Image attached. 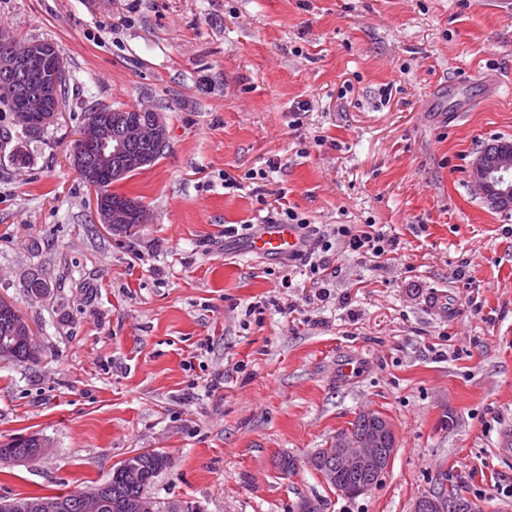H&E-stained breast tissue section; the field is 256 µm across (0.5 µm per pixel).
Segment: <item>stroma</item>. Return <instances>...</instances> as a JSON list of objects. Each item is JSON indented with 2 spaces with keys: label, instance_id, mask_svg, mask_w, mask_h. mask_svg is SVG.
<instances>
[{
  "label": "stroma",
  "instance_id": "stroma-1",
  "mask_svg": "<svg viewBox=\"0 0 512 512\" xmlns=\"http://www.w3.org/2000/svg\"><path fill=\"white\" fill-rule=\"evenodd\" d=\"M0 27L57 44L67 74L40 137L0 104V298L41 349L0 361V444L48 443L0 466V499L85 491L157 450L151 495L192 512H412L433 493L512 512V207L469 179L512 140V0H0ZM100 106L158 108L168 130L111 186L150 213L121 236L70 161ZM280 206L332 241V274L248 252L240 225ZM368 223L390 258L336 237ZM365 411L396 452L350 499L308 459ZM336 236L343 237L349 248L373 259H380L397 250L398 242L389 237L378 224H340Z\"/></svg>",
  "mask_w": 512,
  "mask_h": 512
}]
</instances>
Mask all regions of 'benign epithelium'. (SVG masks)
Masks as SVG:
<instances>
[{
    "mask_svg": "<svg viewBox=\"0 0 512 512\" xmlns=\"http://www.w3.org/2000/svg\"><path fill=\"white\" fill-rule=\"evenodd\" d=\"M0 44L9 47L7 53L0 55V72L25 71L39 59L50 63V70L39 78L38 90L23 101L17 113V122L24 128H46L57 120L59 111V89L64 78L56 65L59 47L43 40L21 43L3 28H0ZM142 111L151 112L150 119L125 116L116 135L109 132L111 124L107 123L103 110L88 113L71 155L73 167L78 169L85 164L84 153L87 151L93 155L98 170L113 179L148 163L150 157L131 151L130 145L145 142L161 149L167 143L168 132L162 113L148 107L142 108ZM469 177L476 194L484 200L494 204L512 202V142L500 143L492 166L487 164L483 155H477L470 165ZM96 203L99 223L108 230L127 223L132 213L137 223H147V208L140 203L114 207L105 203L101 194L96 196ZM395 443L394 429L383 417L363 434L341 432L327 448L329 453L336 456V470H325L321 472V477L341 496L362 495L368 487L350 486L341 481L339 475L343 472H363L373 483H378L391 465ZM413 512H447V507L442 499L429 494L416 500Z\"/></svg>",
    "mask_w": 512,
    "mask_h": 512,
    "instance_id": "7a95c632",
    "label": "benign epithelium"
}]
</instances>
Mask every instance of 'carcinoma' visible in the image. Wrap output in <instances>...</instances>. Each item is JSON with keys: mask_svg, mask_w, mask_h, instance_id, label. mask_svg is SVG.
Segmentation results:
<instances>
[{"mask_svg": "<svg viewBox=\"0 0 512 512\" xmlns=\"http://www.w3.org/2000/svg\"><path fill=\"white\" fill-rule=\"evenodd\" d=\"M38 84L35 75L23 74L5 75L0 73V102L7 103L11 112L19 111L22 99L36 92ZM28 291L34 295L49 294L50 286L39 273H31L25 282ZM24 319L19 312H0V359L14 363H27L37 359L36 347L33 340L25 338ZM42 440L37 437L17 438L9 443L0 445V463H17L39 451ZM140 478L130 481L125 475V469L120 466L112 468V473L95 487L100 493L101 508L99 512H139L137 504L149 499L154 512H170L174 505L172 501H164L148 493L155 479L168 467L165 456L140 455L134 459ZM83 496L81 491L57 495H29L13 498L9 503L16 507H25L31 502L42 500H60L66 505L64 512H83Z\"/></svg>", "mask_w": 512, "mask_h": 512, "instance_id": "cac0c4a2", "label": "carcinoma"}]
</instances>
